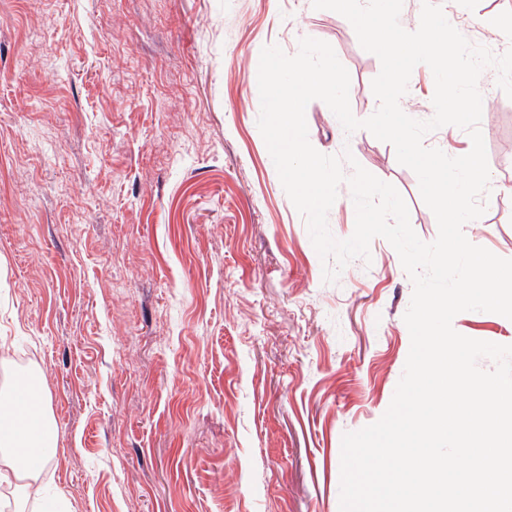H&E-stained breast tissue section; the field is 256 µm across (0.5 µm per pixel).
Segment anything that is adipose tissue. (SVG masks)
Listing matches in <instances>:
<instances>
[{
    "label": "adipose tissue",
    "instance_id": "ef3b65f1",
    "mask_svg": "<svg viewBox=\"0 0 512 512\" xmlns=\"http://www.w3.org/2000/svg\"><path fill=\"white\" fill-rule=\"evenodd\" d=\"M0 447L6 455L8 472L35 475L41 472L56 453L55 427L42 396L34 392L27 380H20L6 395H0Z\"/></svg>",
    "mask_w": 512,
    "mask_h": 512
}]
</instances>
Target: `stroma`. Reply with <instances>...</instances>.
I'll return each mask as SVG.
<instances>
[{
  "mask_svg": "<svg viewBox=\"0 0 512 512\" xmlns=\"http://www.w3.org/2000/svg\"><path fill=\"white\" fill-rule=\"evenodd\" d=\"M503 54L512 0H435ZM329 43L352 112L379 59L312 0H0V390L38 373L57 451L9 476L13 512H340L341 442L387 410L413 285L384 238L336 282L257 125L264 46ZM486 211L467 239L512 259V99L484 69ZM417 65L403 111L434 115ZM312 146L392 184L424 242L438 225L394 147L322 101ZM355 163V164H356ZM512 345V320L455 316Z\"/></svg>",
  "mask_w": 512,
  "mask_h": 512,
  "instance_id": "1",
  "label": "stroma"
}]
</instances>
